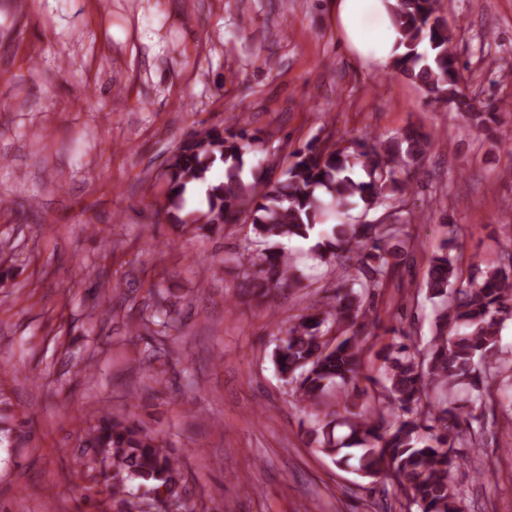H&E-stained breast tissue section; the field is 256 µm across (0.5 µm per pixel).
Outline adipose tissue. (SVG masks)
I'll use <instances>...</instances> for the list:
<instances>
[{"mask_svg": "<svg viewBox=\"0 0 512 512\" xmlns=\"http://www.w3.org/2000/svg\"><path fill=\"white\" fill-rule=\"evenodd\" d=\"M391 0H336V26L360 61L382 65L404 53L390 14Z\"/></svg>", "mask_w": 512, "mask_h": 512, "instance_id": "1", "label": "adipose tissue"}]
</instances>
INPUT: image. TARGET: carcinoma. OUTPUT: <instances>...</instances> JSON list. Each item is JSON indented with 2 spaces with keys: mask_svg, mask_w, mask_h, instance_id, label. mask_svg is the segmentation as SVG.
<instances>
[{
  "mask_svg": "<svg viewBox=\"0 0 512 512\" xmlns=\"http://www.w3.org/2000/svg\"><path fill=\"white\" fill-rule=\"evenodd\" d=\"M437 0H395L393 24L405 52L394 66L435 102L452 105L491 136L498 113L479 110L459 86L460 73L449 50L451 33L436 9ZM309 143L276 180L245 172L244 155L263 139L248 134L241 120L188 133L169 158L159 210L185 233L214 231L248 223L260 248L235 257L244 268L252 296L267 301L277 290L300 288L293 273L296 257L285 243L311 240L309 253L345 269L333 300L309 301L274 352L279 372L293 386L296 400L312 410L319 450L338 465L356 460L362 478L384 477L406 501V512H465L452 470L468 465L459 452L479 450L472 423L477 411L497 397L512 406L509 387L493 388L501 375L490 358L496 353L503 321L512 316V253L463 279L457 260L443 244L429 259L425 296L436 307L435 330L424 346L393 329L386 362L375 376L363 375L365 342L372 335V299L407 265L411 245L401 204L413 194L411 171L433 147L413 130L388 139L373 137ZM224 168L215 183L211 172ZM190 188L204 190L202 206L186 209ZM399 204L386 218L323 223L324 210L347 214L362 205L367 216L384 200ZM371 384L364 398L355 394L360 379ZM346 429L338 438L336 428ZM87 448H105L97 475L112 494L139 482L147 492L163 490L179 499L178 459L126 415L103 413L84 430Z\"/></svg>",
  "mask_w": 512,
  "mask_h": 512,
  "instance_id": "cac0c4a2",
  "label": "carcinoma"
}]
</instances>
